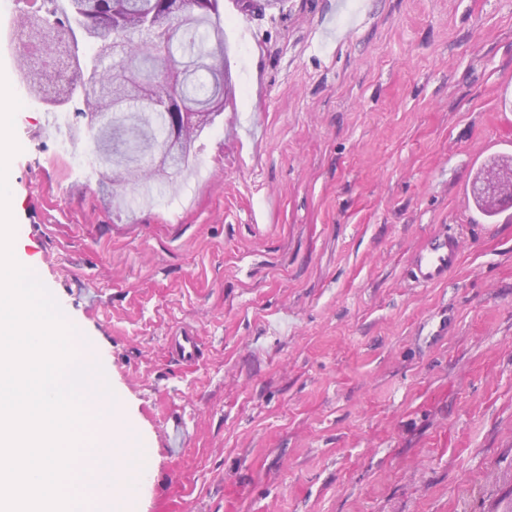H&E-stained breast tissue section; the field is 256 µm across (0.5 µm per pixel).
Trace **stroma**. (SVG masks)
<instances>
[{"label":"stroma","instance_id":"35a3bbf8","mask_svg":"<svg viewBox=\"0 0 512 512\" xmlns=\"http://www.w3.org/2000/svg\"><path fill=\"white\" fill-rule=\"evenodd\" d=\"M249 2L219 0L223 114L148 199L20 81L14 20L54 0L0 8L15 257L152 454L128 512H512V206L472 195L512 155V0H347L328 49L337 0ZM443 231L461 262L420 286ZM509 161L510 163H512V158L507 159L506 162L505 160L499 159H493L488 161V163H485L484 166L481 167L480 170L477 172L475 181L473 182V197L475 201V206L488 221L495 220V218L499 216L502 211L496 206H490L482 195L493 199H497L500 196L505 195L506 192L502 185V181L498 175H496L495 173H491L485 177V179L481 182V184L478 187L479 192L482 195L476 192L475 187L482 180L483 176L488 170L503 167L507 165ZM460 261L457 240L446 234H434L412 255L410 268L413 278L428 287L444 283ZM168 347L171 354L184 362H196L199 359L200 344L198 336L179 329L168 338Z\"/></svg>","mask_w":512,"mask_h":512}]
</instances>
